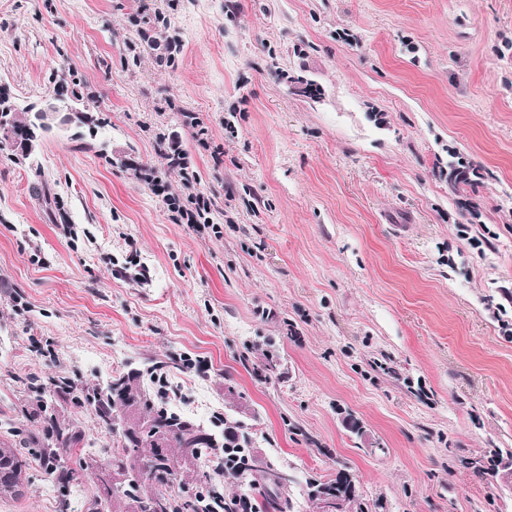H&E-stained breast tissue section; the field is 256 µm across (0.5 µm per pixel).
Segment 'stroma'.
<instances>
[{
    "instance_id": "1",
    "label": "stroma",
    "mask_w": 512,
    "mask_h": 512,
    "mask_svg": "<svg viewBox=\"0 0 512 512\" xmlns=\"http://www.w3.org/2000/svg\"><path fill=\"white\" fill-rule=\"evenodd\" d=\"M63 67L97 139L0 149V440L37 430L32 378L173 362L294 512L342 468L368 512H512V0H0V92L44 104ZM161 134L212 227L142 179L185 192ZM22 454L0 512H94ZM145 180L154 187L156 194L162 197L168 209L173 213H177L174 217L178 222L188 224L192 228L198 224L213 223L210 216H207L211 215L212 210H214V199L212 196L205 195L202 192H191L181 202L179 196L175 198L166 193L165 186L156 176L147 174Z\"/></svg>"
}]
</instances>
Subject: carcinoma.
Here are the masks:
<instances>
[{
  "label": "carcinoma",
  "instance_id": "1",
  "mask_svg": "<svg viewBox=\"0 0 512 512\" xmlns=\"http://www.w3.org/2000/svg\"><path fill=\"white\" fill-rule=\"evenodd\" d=\"M75 98L68 73L57 71L49 102L67 111L68 100ZM44 129L38 113L20 111L9 98L0 97L1 145L15 148L17 142L25 141L30 147L19 154L28 158L35 150L37 132ZM164 376L165 365L160 362L144 374L138 370L119 373L104 386H80L54 377L32 382L30 389L37 394V408L31 418L41 423V430L21 432L17 441H1L0 460L21 463L24 473L28 462L19 447L37 448L47 470L69 479L70 462L76 450L85 447L83 435L74 423L60 420L45 400L47 396L66 394L72 396L75 406L90 410L102 429L117 437V447L109 454L98 457L92 453L84 458L85 469L94 475L108 471L114 475L112 491L103 497L110 512H221L224 499L213 497V488L209 487L215 477L227 478L249 492H262L272 512H290L289 500L270 495L271 490L284 485L282 470L271 461L257 464L253 426L226 414L211 428L200 427L172 411L157 394L158 379ZM203 460L210 463L206 480L191 494L173 495L169 490L172 477L196 472ZM146 484L153 489L145 490ZM338 493L344 495L345 504L354 512H365L358 501L354 478L345 469L327 481L310 479L305 484V494L316 508Z\"/></svg>",
  "mask_w": 512,
  "mask_h": 512
}]
</instances>
